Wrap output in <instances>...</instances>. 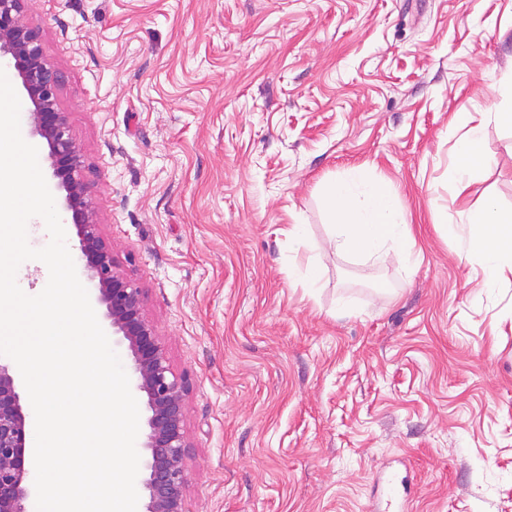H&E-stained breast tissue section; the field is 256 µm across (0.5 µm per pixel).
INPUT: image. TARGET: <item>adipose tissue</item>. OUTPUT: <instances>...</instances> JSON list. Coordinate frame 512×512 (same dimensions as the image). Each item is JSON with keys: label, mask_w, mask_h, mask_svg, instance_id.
Instances as JSON below:
<instances>
[{"label": "adipose tissue", "mask_w": 512, "mask_h": 512, "mask_svg": "<svg viewBox=\"0 0 512 512\" xmlns=\"http://www.w3.org/2000/svg\"><path fill=\"white\" fill-rule=\"evenodd\" d=\"M494 162L483 126H471L453 159L459 188H467L477 172ZM322 197L337 253L373 262L391 255L408 264L418 262L420 254L405 209L386 182L365 167L347 169L323 188ZM466 222L469 230L460 240V250L480 261L485 287H496L502 275L512 274V209H502L489 199L469 211Z\"/></svg>", "instance_id": "adipose-tissue-1"}]
</instances>
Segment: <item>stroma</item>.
Here are the masks:
<instances>
[{
	"mask_svg": "<svg viewBox=\"0 0 512 512\" xmlns=\"http://www.w3.org/2000/svg\"><path fill=\"white\" fill-rule=\"evenodd\" d=\"M27 19L103 237L188 379V512H372L404 471L410 512H512V275L486 288L459 254L465 206L512 208L491 116L512 0H29ZM479 123L496 162L461 199ZM358 165L409 212L418 263L336 253L321 191Z\"/></svg>",
	"mask_w": 512,
	"mask_h": 512,
	"instance_id": "1",
	"label": "stroma"
}]
</instances>
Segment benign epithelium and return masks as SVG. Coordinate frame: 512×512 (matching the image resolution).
<instances>
[{
	"label": "benign epithelium",
	"mask_w": 512,
	"mask_h": 512,
	"mask_svg": "<svg viewBox=\"0 0 512 512\" xmlns=\"http://www.w3.org/2000/svg\"><path fill=\"white\" fill-rule=\"evenodd\" d=\"M28 0H0V64L15 71L30 106L33 132L44 140L56 180L64 192V223L78 238L76 265L96 301L105 307L112 333L127 343L133 359L130 386L145 399L144 512H187L184 487L191 444L186 431L188 380L176 374L156 327L143 306L142 289L114 263L97 222L84 179V160L60 111L61 73L44 54L38 31L26 18ZM26 415L13 367L0 362V512H29L35 470L26 457Z\"/></svg>",
	"instance_id": "obj_1"
}]
</instances>
